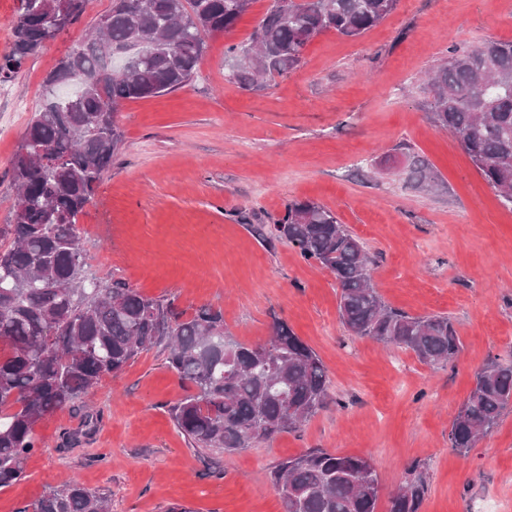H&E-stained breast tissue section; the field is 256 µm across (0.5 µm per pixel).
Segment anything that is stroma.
I'll list each match as a JSON object with an SVG mask.
<instances>
[{
	"label": "stroma",
	"instance_id": "35a3bbf8",
	"mask_svg": "<svg viewBox=\"0 0 512 512\" xmlns=\"http://www.w3.org/2000/svg\"><path fill=\"white\" fill-rule=\"evenodd\" d=\"M270 5L252 0L231 31L207 36L191 84L122 105L123 143L79 224L96 277L189 312L219 308L251 344L286 322L327 370L325 407L298 431L238 453L194 447L169 412L186 388L156 345L37 425L42 446L24 479L0 489V512H19L71 477L109 493L110 512H283L270 471L317 449L371 458L376 512H390L414 467L428 476L421 512H512V410L468 455L448 442L476 372L493 357L512 362V211L456 135L436 126L421 81L449 47L512 40V0H399L360 38L323 33L288 76L244 89L224 78V48L247 41ZM111 8L88 0L76 23L0 82V228L15 197L10 160L45 77ZM414 159L439 174L437 189L417 183ZM290 199L330 208L364 242L387 304L450 316L457 360L431 367L351 335L334 276L250 230ZM241 213L248 224L237 223ZM88 412L95 431L64 446Z\"/></svg>",
	"mask_w": 512,
	"mask_h": 512
}]
</instances>
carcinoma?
<instances>
[{
    "instance_id": "obj_1",
    "label": "carcinoma",
    "mask_w": 512,
    "mask_h": 512,
    "mask_svg": "<svg viewBox=\"0 0 512 512\" xmlns=\"http://www.w3.org/2000/svg\"><path fill=\"white\" fill-rule=\"evenodd\" d=\"M250 0H113L93 31L43 82L44 102L30 119L10 163L16 196L0 229V488L25 477L24 462L42 447L35 429L47 415L80 399L142 351L168 345L167 367L190 393L170 408L196 448L227 454L297 430L321 409L330 380L316 352L276 319L264 343L247 344L224 329V313L192 314L168 299L142 295L121 278L87 279L79 217L96 197L123 142V102L171 93L199 71L207 34L227 32ZM398 0H315L267 10L249 43L224 48V77L246 89L284 77L308 44L334 31L357 39L386 19ZM87 0H19L13 47L0 77L85 12ZM132 41L153 51L115 70L108 51ZM86 88L71 102L51 87ZM434 122L453 131L500 203L512 210V41L454 47L428 74ZM267 243L286 241L305 261L334 275L338 314L353 335L404 348L432 367L462 349L444 314L412 316L383 301L364 243L336 214L309 200H289L281 216L259 225ZM512 409V364L490 359L454 418L451 448L467 454ZM284 512H375L377 474L364 456L313 450L270 472ZM428 480L414 468L391 499L390 512H420ZM108 495L75 479L50 486L20 512H108Z\"/></svg>"
}]
</instances>
